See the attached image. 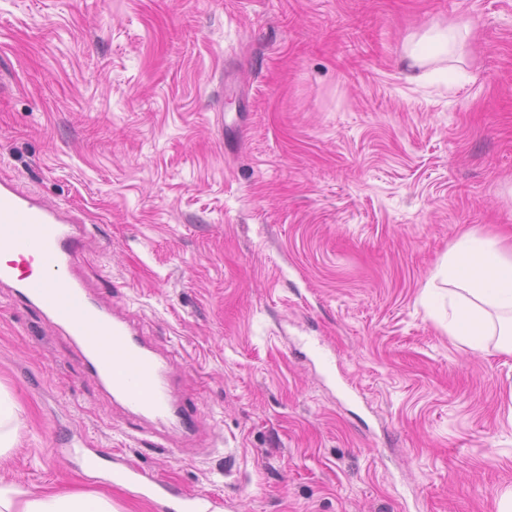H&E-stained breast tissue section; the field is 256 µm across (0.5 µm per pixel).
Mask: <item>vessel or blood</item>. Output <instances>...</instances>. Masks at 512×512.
<instances>
[{"label":"vessel or blood","mask_w":512,"mask_h":512,"mask_svg":"<svg viewBox=\"0 0 512 512\" xmlns=\"http://www.w3.org/2000/svg\"><path fill=\"white\" fill-rule=\"evenodd\" d=\"M90 245L82 218L66 208L42 204L12 183L0 184V251L24 253L26 271L0 265V284L15 301L34 307L80 351L85 369L110 397L126 403L139 421L164 431L193 435L195 417L175 396L176 351L163 352L139 336L133 320L113 315L78 276ZM89 470L105 472L113 484L135 489L155 512H215L210 496L185 493L132 465L123 455L83 449Z\"/></svg>","instance_id":"1"}]
</instances>
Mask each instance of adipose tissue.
Returning <instances> with one entry per match:
<instances>
[{
  "label": "adipose tissue",
  "instance_id": "ef3b65f1",
  "mask_svg": "<svg viewBox=\"0 0 512 512\" xmlns=\"http://www.w3.org/2000/svg\"><path fill=\"white\" fill-rule=\"evenodd\" d=\"M460 28L426 32L407 50L410 66L423 67L431 55H450ZM445 283L435 301L448 308V334L480 351L495 336L512 354V255L500 239L466 232L449 250L438 272ZM0 512H117L110 497L94 491L43 492L0 483Z\"/></svg>",
  "mask_w": 512,
  "mask_h": 512
}]
</instances>
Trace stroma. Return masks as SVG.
<instances>
[{
    "label": "stroma",
    "instance_id": "1",
    "mask_svg": "<svg viewBox=\"0 0 512 512\" xmlns=\"http://www.w3.org/2000/svg\"><path fill=\"white\" fill-rule=\"evenodd\" d=\"M465 22L445 73L402 67ZM0 179L84 216L86 286L179 349L201 431L133 432L0 288V483L152 512L86 438L223 512H498L512 355L430 286L463 231L512 233V0H0ZM20 408L16 401L3 391L0 393V457L6 455L15 443L19 425Z\"/></svg>",
    "mask_w": 512,
    "mask_h": 512
}]
</instances>
